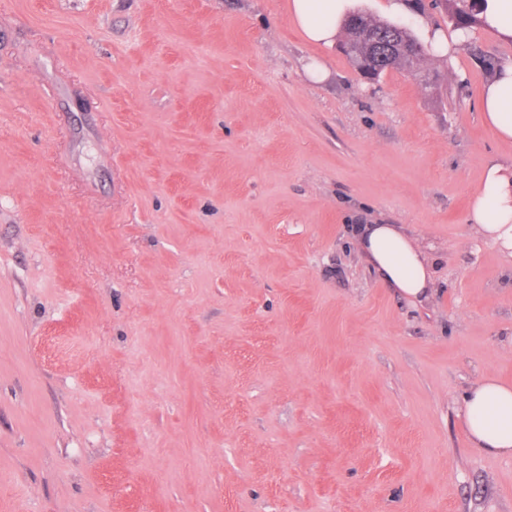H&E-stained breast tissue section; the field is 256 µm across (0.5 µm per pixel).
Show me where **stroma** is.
Wrapping results in <instances>:
<instances>
[{
  "label": "stroma",
  "mask_w": 512,
  "mask_h": 512,
  "mask_svg": "<svg viewBox=\"0 0 512 512\" xmlns=\"http://www.w3.org/2000/svg\"><path fill=\"white\" fill-rule=\"evenodd\" d=\"M288 2L0 0V512H512L462 406L512 382V254L467 222L512 43L369 82ZM358 246L381 280L410 300L427 298L433 271L417 241L398 224H361Z\"/></svg>",
  "instance_id": "35a3bbf8"
}]
</instances>
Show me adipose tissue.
<instances>
[{"instance_id": "ef3b65f1", "label": "adipose tissue", "mask_w": 512, "mask_h": 512, "mask_svg": "<svg viewBox=\"0 0 512 512\" xmlns=\"http://www.w3.org/2000/svg\"><path fill=\"white\" fill-rule=\"evenodd\" d=\"M352 6L353 0H289L288 11L308 42L327 46ZM479 106L484 122L499 138L512 141V58L503 60L482 87ZM468 220L483 238L512 252V161L487 163ZM358 246L384 283L410 300L427 297L431 265L417 241L399 225H362ZM463 405L472 447L512 457V386L495 376H482L466 392Z\"/></svg>"}]
</instances>
